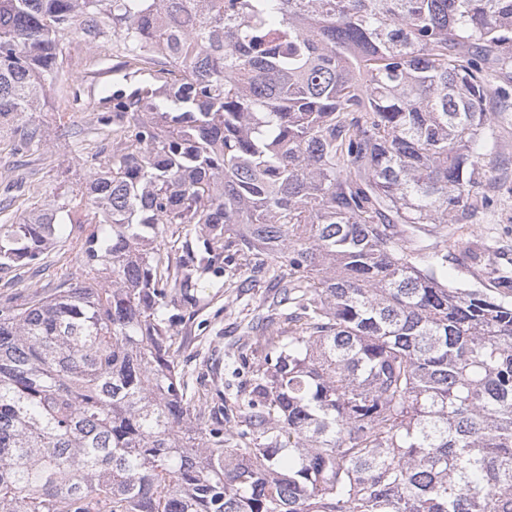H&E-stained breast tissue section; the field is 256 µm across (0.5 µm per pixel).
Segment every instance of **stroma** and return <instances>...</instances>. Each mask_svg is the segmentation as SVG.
<instances>
[{
	"label": "stroma",
	"instance_id": "1",
	"mask_svg": "<svg viewBox=\"0 0 512 512\" xmlns=\"http://www.w3.org/2000/svg\"><path fill=\"white\" fill-rule=\"evenodd\" d=\"M145 73H131L121 65L115 50H71L66 76L50 92L43 111L34 113L44 122L59 104H68V123L49 127V139L58 142L55 153L37 145L19 149L20 133L0 129V201L9 200L8 215L19 219L35 206L75 188L87 171L86 160L112 140L111 127L88 130L84 116L101 111L102 90L131 91L150 83ZM498 151L492 157L496 181L485 191L494 200L488 210L465 222V233L487 240L489 253L480 263L449 261L448 279L468 288H494L498 269L512 267V110L496 115ZM193 301L176 302L174 326L178 359L190 388L206 384L208 406L215 414L232 413L245 403L264 365L265 350L258 333L248 325L273 294L265 268L251 267L233 276L223 287L218 271L197 275Z\"/></svg>",
	"mask_w": 512,
	"mask_h": 512
}]
</instances>
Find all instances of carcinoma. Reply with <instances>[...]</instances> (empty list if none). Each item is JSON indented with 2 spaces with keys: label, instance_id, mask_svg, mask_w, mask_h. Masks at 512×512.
I'll list each match as a JSON object with an SVG mask.
<instances>
[{
  "label": "carcinoma",
  "instance_id": "obj_1",
  "mask_svg": "<svg viewBox=\"0 0 512 512\" xmlns=\"http://www.w3.org/2000/svg\"><path fill=\"white\" fill-rule=\"evenodd\" d=\"M70 37L160 85L102 98L111 148L0 224V272L69 224L80 257L0 304V512H512V270L450 285L399 230L492 203L512 0H0V125ZM262 256L280 291L231 430L188 396L172 297Z\"/></svg>",
  "mask_w": 512,
  "mask_h": 512
}]
</instances>
